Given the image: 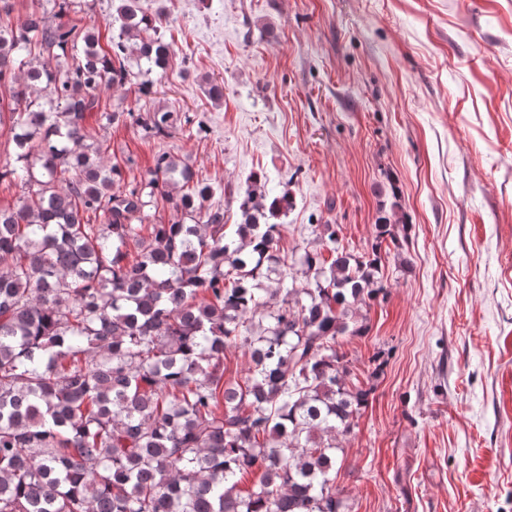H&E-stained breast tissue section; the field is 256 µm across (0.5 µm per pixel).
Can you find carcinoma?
<instances>
[{"label": "carcinoma", "instance_id": "carcinoma-1", "mask_svg": "<svg viewBox=\"0 0 512 512\" xmlns=\"http://www.w3.org/2000/svg\"><path fill=\"white\" fill-rule=\"evenodd\" d=\"M120 2L104 47L75 0L16 24L0 0V180L20 188L0 207V512H348L339 437L371 389L349 382L337 338L366 330L382 243L405 238L380 224L357 256L312 224L325 250L288 263L268 219L290 199L256 174L233 237L217 187L169 153L123 182L86 115L103 88L148 94L171 45L160 16ZM137 125L156 139L176 121L142 105ZM161 203L173 214L155 222ZM230 347L248 356L241 380L225 378Z\"/></svg>", "mask_w": 512, "mask_h": 512}]
</instances>
